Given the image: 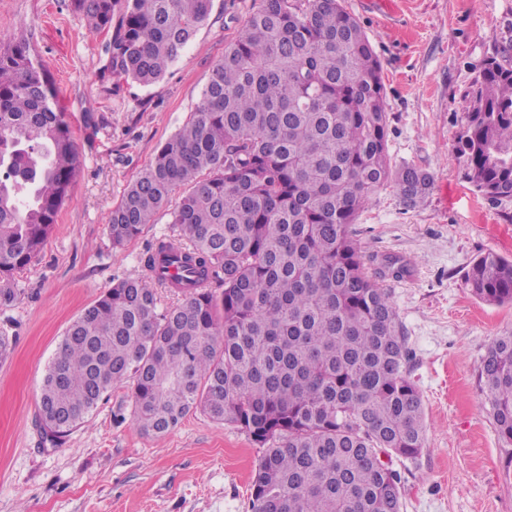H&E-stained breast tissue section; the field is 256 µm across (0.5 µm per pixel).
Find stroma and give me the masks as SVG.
Returning a JSON list of instances; mask_svg holds the SVG:
<instances>
[{
	"label": "stroma",
	"mask_w": 512,
	"mask_h": 512,
	"mask_svg": "<svg viewBox=\"0 0 512 512\" xmlns=\"http://www.w3.org/2000/svg\"><path fill=\"white\" fill-rule=\"evenodd\" d=\"M259 0H213L207 21L154 86L116 83L100 70L110 35L91 31L70 0H0V49L20 35L50 71L77 155L76 174L41 252L0 305V512H248L265 450L235 425L189 412L147 436L133 419L131 385L112 388L61 447L35 426L46 370L70 322L122 279L149 280L140 258L175 239L168 211L124 246L107 217L200 100ZM383 69L393 164L427 172L424 202L405 208L394 186L360 212L354 237L366 265L411 260L383 277L406 336L409 378L423 402L426 446L417 460L387 457L401 476L402 512H512V443L498 434L478 366L512 331V304L475 298L464 273L480 254L512 259V200L474 192L456 144L466 90L480 66L512 51V0H342Z\"/></svg>",
	"instance_id": "stroma-1"
}]
</instances>
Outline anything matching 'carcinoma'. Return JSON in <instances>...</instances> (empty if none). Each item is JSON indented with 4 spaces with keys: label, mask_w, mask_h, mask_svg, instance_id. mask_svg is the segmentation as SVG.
<instances>
[{
    "label": "carcinoma",
    "mask_w": 512,
    "mask_h": 512,
    "mask_svg": "<svg viewBox=\"0 0 512 512\" xmlns=\"http://www.w3.org/2000/svg\"><path fill=\"white\" fill-rule=\"evenodd\" d=\"M74 0L107 30L103 75L158 83L212 0ZM458 150L469 182L512 200V63H486L467 93ZM76 172L57 90L30 42L0 52V301L47 241ZM423 203L428 173L392 164L381 64L341 0H260L211 69L188 121L112 209L121 247L169 203L179 238L143 254L172 283L112 285L68 325L35 425L63 445L109 391L133 381L134 422L161 436L192 410L266 447L250 512H401L381 460L425 447L422 399L381 273L351 224L384 185ZM490 305L512 303V260L487 252L464 275ZM179 296L161 311L157 288ZM495 424L512 442V332L478 366Z\"/></svg>",
    "instance_id": "cac0c4a2"
}]
</instances>
